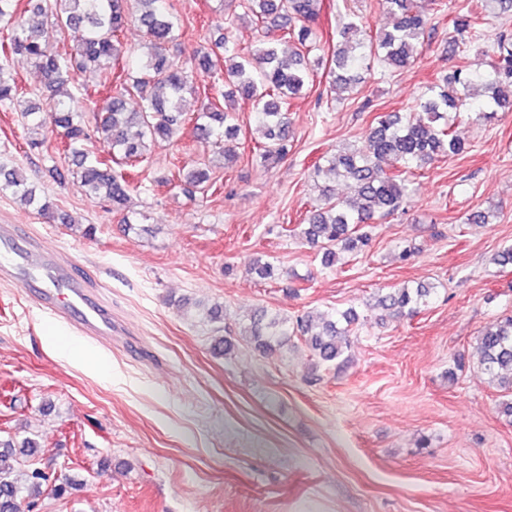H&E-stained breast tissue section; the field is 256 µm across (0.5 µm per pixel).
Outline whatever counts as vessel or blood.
Returning <instances> with one entry per match:
<instances>
[{"label":"vessel or blood","instance_id":"1","mask_svg":"<svg viewBox=\"0 0 512 512\" xmlns=\"http://www.w3.org/2000/svg\"><path fill=\"white\" fill-rule=\"evenodd\" d=\"M0 275L32 287V301L51 319L104 341L112 339V313L72 265L25 243L19 225H0Z\"/></svg>","mask_w":512,"mask_h":512}]
</instances>
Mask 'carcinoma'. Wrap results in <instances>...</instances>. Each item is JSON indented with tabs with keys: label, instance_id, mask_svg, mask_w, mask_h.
I'll return each instance as SVG.
<instances>
[{
	"label": "carcinoma",
	"instance_id": "obj_1",
	"mask_svg": "<svg viewBox=\"0 0 512 512\" xmlns=\"http://www.w3.org/2000/svg\"><path fill=\"white\" fill-rule=\"evenodd\" d=\"M383 8L394 17L392 29L377 39L358 38L362 19L354 15L337 32L333 55L335 81L347 86L355 83L359 70L381 62L401 69L415 61L416 46L430 24L419 0H382ZM19 0H0V21L12 24L5 55H22L31 60L39 88L51 93L49 112L55 128L61 130L64 151L75 169L71 174L86 195L102 198L112 211L122 213L127 230H137L126 204L130 193L142 183L112 170L117 161L144 160L148 143L173 139L184 123L183 93L193 88V75L168 55L169 44L181 36L179 19L169 0H28L29 11L53 17L51 28L31 24L18 12ZM244 15L257 24L273 18L274 28L261 30V38L246 56L224 49V75L240 96L252 103L258 123L266 129L268 143L263 146L265 160H282L288 155L290 122L288 106L300 95L308 79L305 51L319 39L317 21L321 0H241ZM512 13V0H484L480 9L451 20L452 43L467 45L479 34L485 15ZM145 29L147 41L135 61V69L116 74V65L124 52L118 33L129 19ZM285 31L295 50L285 53L274 29ZM69 36L76 42V53L63 56L53 42ZM499 57L489 70L462 66L444 78V84L432 83L419 98V111L409 116L389 113L376 117L367 130L372 151L346 148L340 153L316 161L311 178H340L350 193L336 197L322 189V206L310 211L307 223L291 232L306 243L323 250L322 263L330 267L336 253L361 252L369 246L366 227L392 214L412 193L405 174L449 155L465 152V146L451 130L450 120L461 112L486 116L494 108L512 107V49L508 39L498 37ZM86 76L94 86L106 91L90 129L79 120L80 100L61 88ZM485 90L479 102L471 100L475 87ZM17 95L15 79L4 75L0 67V107H8ZM43 106L34 104L22 112L30 129L45 124ZM233 113L214 97L207 98L196 118L195 133L203 141L222 149L224 158L235 157L223 139L237 135ZM0 189L9 190L26 205L46 218L54 217L53 205L38 194V186L28 182L22 172L0 166ZM434 286L391 288L377 297V307L390 315L413 317L428 306ZM357 321L352 310L339 314L322 313L317 317L301 315L290 320L261 309L239 325L238 336L255 349L267 352L283 347L290 337L298 336L315 357L314 367H331L347 347L350 326ZM481 369L488 380L508 396L499 412L512 418V316L500 319L480 337ZM17 459L12 445L0 442V512H21L41 496L47 475L35 469L26 483L15 475Z\"/></svg>",
	"mask_w": 512,
	"mask_h": 512
}]
</instances>
